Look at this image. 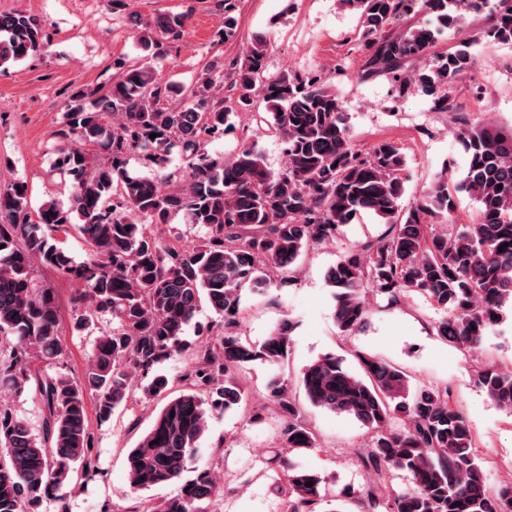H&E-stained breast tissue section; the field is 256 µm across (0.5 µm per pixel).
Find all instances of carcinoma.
Returning <instances> with one entry per match:
<instances>
[{
    "label": "carcinoma",
    "instance_id": "1",
    "mask_svg": "<svg viewBox=\"0 0 512 512\" xmlns=\"http://www.w3.org/2000/svg\"><path fill=\"white\" fill-rule=\"evenodd\" d=\"M356 12L361 42L369 51L365 75L417 85L448 109V84L471 71V43L447 53L434 48L460 11H478L484 0H340ZM236 0H224V36L236 28ZM421 16L402 32L395 24ZM184 13L139 23V61L116 62L120 73L99 97L71 93L54 137L60 149L51 172L70 181L66 207L54 199L31 214L27 182L0 187V389L27 385L42 401L38 425L0 403V512H69L68 488L101 475L94 462V436L87 400L98 423L131 401H163L150 429L126 457L134 500L127 512H212L219 487L212 465L195 468L181 481L198 452L197 443L216 411L235 408L251 420L244 369L260 360L280 366L288 359L294 324L278 322L260 345L242 341L241 295L264 290L267 273H293L308 249L336 238L340 227L364 213L389 225L383 236L351 250L327 272L336 293V323L349 334L365 321L366 293L373 288L397 302L418 291L444 316L437 335L459 348L480 346L489 329L506 318L512 303V129L462 124L456 139L467 168L456 190L479 203V219L453 233L455 199L448 174L405 210L406 157L385 140L367 151L356 148L336 91L316 76L265 74L267 42L257 37L243 60L210 61L189 87L164 79L153 61L178 40ZM487 37L512 44V0H496ZM40 20L25 11L0 13V67L46 50ZM243 109L260 95L261 120L281 139L287 157L273 172L254 146L243 144L228 161L206 145L233 127L237 113L224 107V91ZM156 134L150 138V134ZM103 144L110 157L98 161L86 149ZM144 153L156 178L127 170V156ZM182 162L172 165L173 155ZM502 189H497V186ZM184 216L204 233L185 250L171 234ZM76 228L87 245L76 263L51 243ZM52 268L79 282L74 328L90 320L105 325L93 337L82 375L66 372L67 349L59 336L56 290L39 285L34 267ZM215 318L194 322L201 303ZM195 324L201 340L190 343ZM185 357L181 374L154 373ZM362 374L326 354L307 364L298 381L270 385L280 420L281 447H316L307 409L353 418L372 431L361 464L377 476L353 502L361 512H512V487L493 490L472 451L473 434L446 386L411 388L403 369L375 356L357 355ZM38 361L46 371L32 369ZM478 384L512 414V367L487 365ZM410 419L402 432L389 429L399 415ZM159 443H154V440ZM268 463L282 479L277 493L288 512L322 509L336 500L326 478L275 452ZM408 474L414 490L401 493L391 472ZM312 486H306V483ZM179 484L176 495L155 500L143 493Z\"/></svg>",
    "mask_w": 512,
    "mask_h": 512
}]
</instances>
